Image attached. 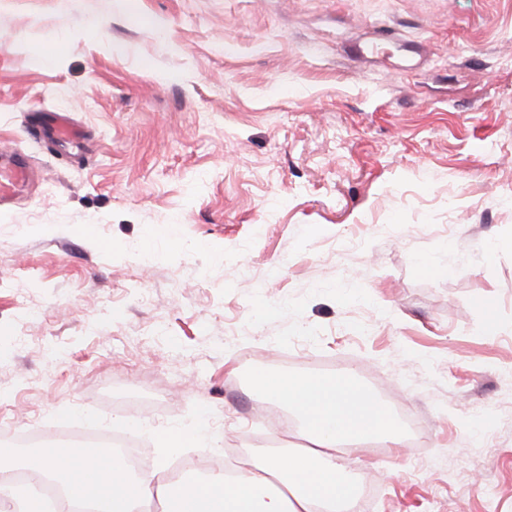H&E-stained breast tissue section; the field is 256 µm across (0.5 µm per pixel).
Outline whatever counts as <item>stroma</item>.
I'll list each match as a JSON object with an SVG mask.
<instances>
[{
	"mask_svg": "<svg viewBox=\"0 0 512 512\" xmlns=\"http://www.w3.org/2000/svg\"><path fill=\"white\" fill-rule=\"evenodd\" d=\"M14 149L0 445L233 470L290 441L255 370L352 371L421 421L341 452L363 512H512V0H0ZM53 131L59 140L78 147L82 142V133L79 128L71 122L69 116L65 112H54L53 115ZM203 428L191 427L183 428L171 433L161 434L159 442L164 452H176L181 448H190L196 440L200 439L203 435Z\"/></svg>",
	"mask_w": 512,
	"mask_h": 512,
	"instance_id": "1",
	"label": "stroma"
}]
</instances>
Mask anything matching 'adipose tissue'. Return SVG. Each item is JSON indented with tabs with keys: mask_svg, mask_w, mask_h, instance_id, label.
<instances>
[{
	"mask_svg": "<svg viewBox=\"0 0 512 512\" xmlns=\"http://www.w3.org/2000/svg\"><path fill=\"white\" fill-rule=\"evenodd\" d=\"M252 387L259 397L281 402L299 417L304 446L262 458L232 477L210 467L189 484L170 483L158 468L131 475L127 463L106 450L88 461L67 448H42L21 458L4 446L0 512H41L38 499L12 481L21 467L53 477L65 500H91L96 512H142L152 500L164 512H352L357 489L338 453L343 445L380 435L400 444L388 405L352 373H265L253 376Z\"/></svg>",
	"mask_w": 512,
	"mask_h": 512,
	"instance_id": "1",
	"label": "adipose tissue"
}]
</instances>
